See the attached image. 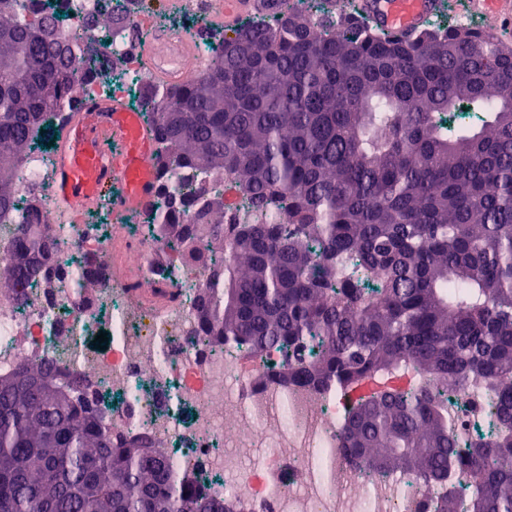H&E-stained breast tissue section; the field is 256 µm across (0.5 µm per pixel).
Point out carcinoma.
Listing matches in <instances>:
<instances>
[{
    "label": "carcinoma",
    "instance_id": "1",
    "mask_svg": "<svg viewBox=\"0 0 512 512\" xmlns=\"http://www.w3.org/2000/svg\"><path fill=\"white\" fill-rule=\"evenodd\" d=\"M208 69L148 94L160 174L235 180L237 223L216 184L179 241L216 269L195 289L191 336L237 346L281 383L356 394L400 371L414 386L354 397L343 448L420 471L434 512H512V45L486 30L403 35L357 14L321 37L292 13L248 23ZM45 20L0 18V216L14 174L79 71ZM472 118L459 126L451 114ZM0 287L38 286L51 241L20 224ZM493 401L499 428L462 441L448 385ZM462 477L457 501L448 483ZM226 500L138 437L117 439L55 371L0 375V512H224Z\"/></svg>",
    "mask_w": 512,
    "mask_h": 512
}]
</instances>
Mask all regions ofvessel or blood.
<instances>
[{
  "label": "vessel or blood",
  "mask_w": 512,
  "mask_h": 512,
  "mask_svg": "<svg viewBox=\"0 0 512 512\" xmlns=\"http://www.w3.org/2000/svg\"><path fill=\"white\" fill-rule=\"evenodd\" d=\"M439 5L440 0H362L360 8L375 28L410 33ZM282 6L283 0H224L222 20L231 29L243 14H262ZM188 48L184 42L167 53L149 40L140 50L158 81L180 84L186 77L176 57ZM156 151L153 126L123 101L108 107L84 104L58 144L55 205L64 208L76 200L105 195L117 218L148 207L159 186L153 164Z\"/></svg>",
  "instance_id": "obj_1"
}]
</instances>
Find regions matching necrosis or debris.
<instances>
[{
    "instance_id": "necrosis-or-debris-1",
    "label": "necrosis or debris",
    "mask_w": 512,
    "mask_h": 512,
    "mask_svg": "<svg viewBox=\"0 0 512 512\" xmlns=\"http://www.w3.org/2000/svg\"><path fill=\"white\" fill-rule=\"evenodd\" d=\"M108 5L5 0L0 6L10 16L46 19L63 34L80 31L81 50L105 63L104 73L78 75V89L62 102L56 124L71 119L81 102L131 101L154 88L136 50L143 32L190 39L183 66L195 76L208 67V46L224 39L211 24L224 0H165L160 12L140 0L123 11L122 26L111 29L96 21ZM54 176L53 155L30 153L16 170V187L19 198L35 192L40 202L23 214L0 217V257L16 250L20 220L42 224L55 242L52 270L40 287L0 289V374L47 361L65 367L67 336L104 331L112 341L87 348L73 380L94 404L112 394L105 426L117 436L146 434L157 452L179 457L187 475L234 500L239 512H428L429 496L413 492L420 474L378 473L339 450L350 406L343 393L281 386L231 343L220 354L189 344L198 264L181 262L174 238L134 231L143 219L139 212L125 217L130 230L121 242L115 226L74 223L71 213L88 206L77 201L70 212L58 210L51 198ZM95 259L97 288H71L78 266ZM134 385L141 389L136 399L128 395ZM448 409L460 438L488 435L498 426L485 394L449 391ZM326 448L335 456L321 473L312 463Z\"/></svg>"
}]
</instances>
